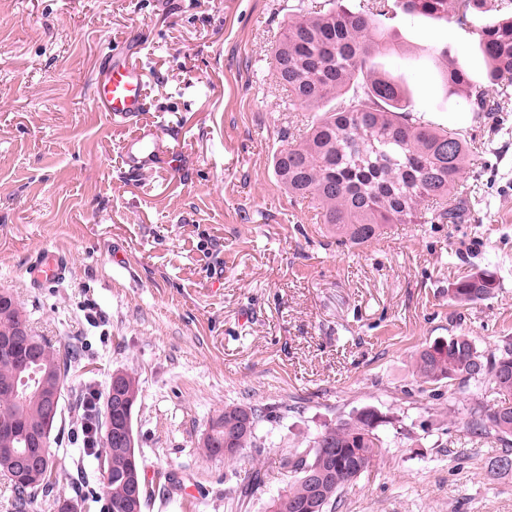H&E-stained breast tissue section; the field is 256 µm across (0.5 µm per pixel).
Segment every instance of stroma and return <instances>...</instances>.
I'll use <instances>...</instances> for the list:
<instances>
[{
	"instance_id": "1",
	"label": "stroma",
	"mask_w": 512,
	"mask_h": 512,
	"mask_svg": "<svg viewBox=\"0 0 512 512\" xmlns=\"http://www.w3.org/2000/svg\"><path fill=\"white\" fill-rule=\"evenodd\" d=\"M311 2L0 0V290L76 357L49 448L57 482L32 512H54L56 494L105 512L76 430L86 387L106 391L116 371L139 383L146 468L195 490L185 501L149 487L144 512H266L295 478L281 455L367 406L388 419L387 450L336 512H512V475L487 468L498 438L468 426L475 401H494L490 384H426L412 367L417 349L455 335L486 352L512 343V104L472 111L439 77L450 63L483 81L478 32L499 0L463 24L392 8L396 48L373 64L405 79L413 118L479 144L464 169L475 191L460 223L397 224L347 247L273 168L298 115L271 48ZM139 43L148 107L116 124L94 111L92 80ZM148 132L179 151L176 171H132L130 146ZM44 248L69 267L36 286L26 269ZM478 271L493 295L453 304L450 284ZM249 403L273 409L257 447L206 457L212 418ZM253 468L264 481L239 497Z\"/></svg>"
}]
</instances>
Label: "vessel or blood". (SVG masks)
Returning <instances> with one entry per match:
<instances>
[{"instance_id": "vessel-or-blood-1", "label": "vessel or blood", "mask_w": 512, "mask_h": 512, "mask_svg": "<svg viewBox=\"0 0 512 512\" xmlns=\"http://www.w3.org/2000/svg\"><path fill=\"white\" fill-rule=\"evenodd\" d=\"M92 89L95 111L127 120L139 116L146 109L143 72L123 56H112L100 65ZM67 266L65 255L42 250L30 261L31 278L40 285L51 283L64 276Z\"/></svg>"}]
</instances>
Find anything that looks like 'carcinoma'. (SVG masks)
I'll use <instances>...</instances> for the list:
<instances>
[{
    "label": "carcinoma",
    "mask_w": 512,
    "mask_h": 512,
    "mask_svg": "<svg viewBox=\"0 0 512 512\" xmlns=\"http://www.w3.org/2000/svg\"><path fill=\"white\" fill-rule=\"evenodd\" d=\"M329 6L301 11L290 18L275 46V79L288 91V105L315 113L305 130L274 157L281 184L300 204L311 203L321 223L336 233L341 245H359L375 238L388 224H433L457 219L464 185V164L479 154L475 143L450 129H437L412 118L404 79L372 66L379 48L390 43L382 24L390 13L389 0H359L352 6L327 0ZM486 0H402L410 15L454 18L464 23L483 11ZM502 17L480 28L478 49L486 67V83L479 84L453 66L442 73L451 94L463 96L477 112H502L512 98V0H502ZM495 289L494 276L477 272L455 281L448 294L460 305L487 299ZM8 316L0 315V336L28 322L24 305L12 299ZM29 347L48 380L61 379L65 355L32 333ZM416 374L426 382L474 383L492 381L495 403H475L470 409L471 434L495 435L502 442L489 461L495 474L512 473V345L485 353L466 335L435 340L417 351ZM23 386L18 365L0 356V415H18L25 429L44 425L42 405L34 396L19 400ZM270 416L265 406L228 405L212 419L202 443L208 457H221L224 448L256 446V428ZM387 423L378 411L363 407L327 427L306 453L289 452L282 468L296 474L284 493L270 499L271 512H327L337 496L385 452L379 427ZM101 470L109 473L104 485L107 512H143L146 491L133 506L128 500L129 449L96 450ZM25 457H0V472L10 476L16 512H28L39 493L54 485L52 454L40 462L36 484L20 478ZM336 475L324 477L321 463Z\"/></svg>",
    "instance_id": "carcinoma-1"
}]
</instances>
